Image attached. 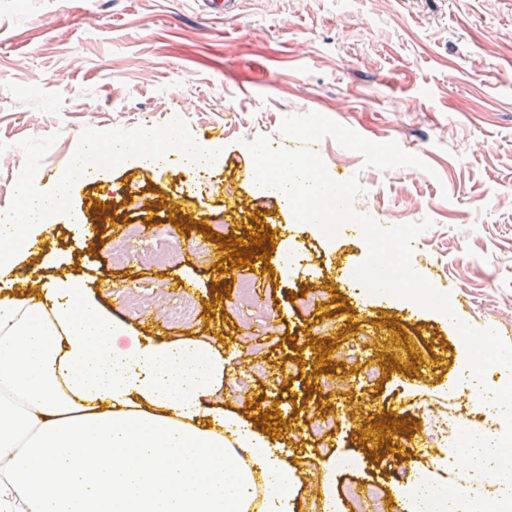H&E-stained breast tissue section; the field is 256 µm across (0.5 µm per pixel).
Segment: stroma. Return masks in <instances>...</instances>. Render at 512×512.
Returning <instances> with one entry per match:
<instances>
[{
	"instance_id": "1",
	"label": "stroma",
	"mask_w": 512,
	"mask_h": 512,
	"mask_svg": "<svg viewBox=\"0 0 512 512\" xmlns=\"http://www.w3.org/2000/svg\"><path fill=\"white\" fill-rule=\"evenodd\" d=\"M103 125L205 138L207 188L191 195L174 158L103 167L55 212L38 275L78 279L147 335L233 352L227 407L273 415L297 512L318 500L332 458L362 461L337 472L336 512H358L351 484L379 483L399 512L408 474L439 480L418 406L441 409L468 369L456 321L512 344V0H235L222 15L204 0H70L63 12L0 0V211L28 173L62 178ZM260 137L357 178L355 211L382 226L430 218L411 264L449 293L454 317L354 294L345 270L368 256L357 225L327 239L259 186L247 144ZM147 219L150 230L125 237ZM260 229L304 261L265 265L255 306L242 307L226 287L251 266L218 261L225 239ZM158 238L177 244V260L141 263ZM305 288L327 301L301 311ZM181 302L194 316L176 323ZM394 407L406 436L390 451L375 425ZM330 409L333 432L303 431L305 414Z\"/></svg>"
}]
</instances>
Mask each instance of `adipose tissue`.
<instances>
[{
  "label": "adipose tissue",
  "instance_id": "adipose-tissue-1",
  "mask_svg": "<svg viewBox=\"0 0 512 512\" xmlns=\"http://www.w3.org/2000/svg\"><path fill=\"white\" fill-rule=\"evenodd\" d=\"M69 193L0 212V512H295L285 443L224 408L223 351L131 336L69 277L21 290Z\"/></svg>",
  "mask_w": 512,
  "mask_h": 512
}]
</instances>
